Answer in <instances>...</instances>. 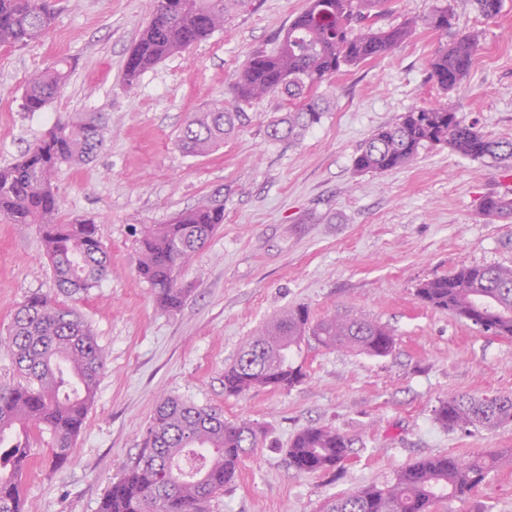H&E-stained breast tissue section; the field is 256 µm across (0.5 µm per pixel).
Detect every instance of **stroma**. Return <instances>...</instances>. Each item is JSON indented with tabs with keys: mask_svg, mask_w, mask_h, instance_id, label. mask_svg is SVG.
Here are the masks:
<instances>
[{
	"mask_svg": "<svg viewBox=\"0 0 512 512\" xmlns=\"http://www.w3.org/2000/svg\"><path fill=\"white\" fill-rule=\"evenodd\" d=\"M447 1L452 31H481L482 46L466 81L445 95L427 70L445 37L424 19ZM52 3L44 37L0 48V167L59 117L107 114L97 155L61 167L55 186L62 219L97 222L110 270L88 293L60 295L37 226L0 221V337L25 298L43 293L91 325L105 368L70 462L54 468L50 435L35 443L25 512H98L167 396L263 431L210 512H319L327 499L381 484L423 457L512 448L511 425L449 432L435 420L453 394L512 395V339L416 297L424 281L464 266H512V218L481 211L485 197L512 192V174L441 146L382 173L353 165L373 130L443 99L489 139L512 140V0L492 20L473 0H388L387 23L416 19L415 35L323 86L329 110L300 141L268 138V122L284 112L280 97L269 96L244 105L243 127L203 156L180 149L184 122L218 100L234 107L235 77L250 53L273 49L309 0H249L223 30L132 87L123 79L127 54L155 0ZM62 58L70 66L62 93L42 111H24L26 79ZM205 200L223 205L224 222L183 272V306L161 311L136 274L138 233ZM299 306L314 320L336 313L378 321L391 330L393 350L377 357L312 342L299 357L307 376L292 389L225 394L224 369L245 340ZM309 425L353 439L343 469L289 468L288 443ZM447 512H512V457Z\"/></svg>",
	"mask_w": 512,
	"mask_h": 512,
	"instance_id": "stroma-1",
	"label": "stroma"
}]
</instances>
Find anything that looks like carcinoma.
<instances>
[{"label": "carcinoma", "mask_w": 512, "mask_h": 512, "mask_svg": "<svg viewBox=\"0 0 512 512\" xmlns=\"http://www.w3.org/2000/svg\"><path fill=\"white\" fill-rule=\"evenodd\" d=\"M246 0H156L154 12L131 48L125 81L166 58L187 50L224 28L232 8ZM384 0H310L289 24L276 47L251 53L235 82L237 101L249 104L278 93L288 104L285 116L268 124L274 140L297 141L321 122L325 107L317 90L348 67L389 54L415 33L417 21L383 23ZM453 17L444 4L425 23L444 34ZM53 15L46 0H0V46L36 41ZM477 31L460 32L441 44L428 63L430 79L442 90L457 89L480 50ZM68 62L30 75L22 107L38 112L61 92ZM244 112L220 101L194 113L179 135L192 155L224 144ZM103 117L79 113L58 119L25 150L22 159L0 168V218L11 224L39 226L57 286L71 296L86 293L107 275L109 257L93 220L60 219L61 202L53 179L64 164L83 163L102 145ZM446 146L473 161H512V141L487 138L458 118L448 104L413 107L376 129L362 144L355 170L384 172L414 162L422 148ZM490 218L512 217V197L489 196L482 206ZM224 223V209L212 202L183 211L167 224H153L138 241V275L150 283L157 306L179 309L188 289L179 282L183 267ZM423 303L470 322L495 336L512 338V266H463L449 276L430 279L416 290ZM313 340L328 348L388 355L394 337L384 325L362 316L331 315L310 319L304 308L289 309L264 325L224 369V392L246 395L258 388L290 389L305 377L296 357ZM25 378L0 386V512H24L22 473L33 463L30 448L37 435L52 439L54 466L70 459L88 406L104 369V353L90 325L72 308L36 292L16 310L9 336L0 339ZM445 430L512 425V396L451 395L435 410ZM261 430L248 422H228L208 408L173 397L157 406L142 447L131 466L102 498L98 512H208L212 498L237 477L243 458L259 444ZM353 439L326 426H306L286 449L288 465L298 473L341 468ZM512 448L484 453L422 458L381 485L347 492L325 502L321 512H440L449 499L463 500L483 484L499 458Z\"/></svg>", "instance_id": "1"}]
</instances>
